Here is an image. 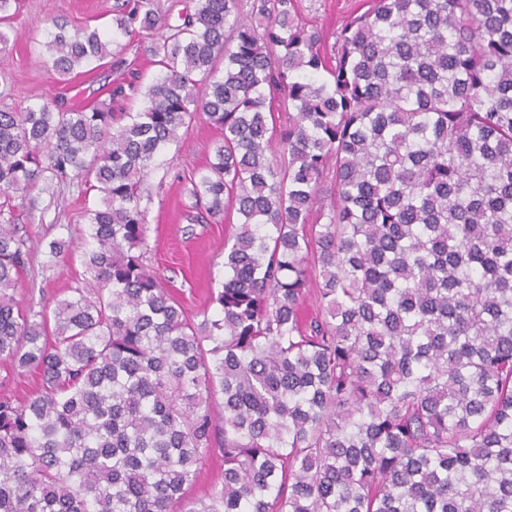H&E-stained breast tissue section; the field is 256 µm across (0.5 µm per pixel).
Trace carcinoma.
<instances>
[{
	"instance_id": "obj_1",
	"label": "carcinoma",
	"mask_w": 512,
	"mask_h": 512,
	"mask_svg": "<svg viewBox=\"0 0 512 512\" xmlns=\"http://www.w3.org/2000/svg\"><path fill=\"white\" fill-rule=\"evenodd\" d=\"M44 30L62 78L126 67ZM112 34L148 87L0 109V360L41 377L0 395V512H512V0H370L329 51L298 0H114ZM199 117L188 220L237 224L197 321L147 268L142 185ZM73 179L103 195L89 281L23 311L21 192ZM118 42L117 49H122L123 57L127 60V63L131 64V68L141 71L146 84H149L156 68L152 65L149 56L145 54L144 46L146 44L141 43L137 38L130 40L129 37H120ZM224 469L220 456H213L201 470L196 485L190 490L193 495H202L211 486L220 481L221 472Z\"/></svg>"
}]
</instances>
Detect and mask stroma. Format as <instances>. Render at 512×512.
I'll use <instances>...</instances> for the list:
<instances>
[{
  "label": "stroma",
  "mask_w": 512,
  "mask_h": 512,
  "mask_svg": "<svg viewBox=\"0 0 512 512\" xmlns=\"http://www.w3.org/2000/svg\"><path fill=\"white\" fill-rule=\"evenodd\" d=\"M113 0H22L11 22L10 41L0 51V106L19 111L49 100L82 109L107 100L112 83L111 60L91 71L77 69L60 80L41 61L42 20L61 15L76 25L111 28ZM304 19L333 33L362 0H299ZM221 133L199 119L182 129L178 146L163 151L155 162L145 188L151 197L147 212L146 263L149 270L168 278L173 296L192 316L210 309V290L224 280V238L229 223L192 224L187 215L194 203L189 193L192 172L213 156ZM31 209L21 210L16 222L31 241L32 260L22 275L16 297L22 305L31 300H53L71 295L86 277L78 257L86 246L84 209L98 204L101 194L84 182H42L30 191ZM71 237L76 253L47 263L44 249L56 237Z\"/></svg>",
  "instance_id": "obj_1"
}]
</instances>
